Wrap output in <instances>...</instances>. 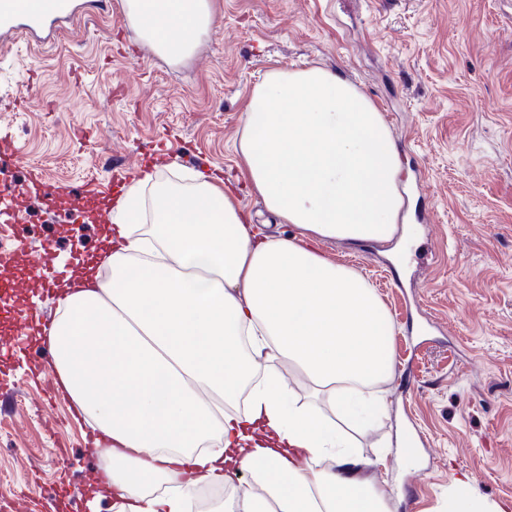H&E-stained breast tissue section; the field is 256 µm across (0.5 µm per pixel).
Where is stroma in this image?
Returning <instances> with one entry per match:
<instances>
[{
	"mask_svg": "<svg viewBox=\"0 0 512 512\" xmlns=\"http://www.w3.org/2000/svg\"><path fill=\"white\" fill-rule=\"evenodd\" d=\"M213 23L192 53L173 61L125 25L117 4L64 23L51 39L0 35V136L19 159L0 186L39 169L101 206L74 223L71 205L26 197L24 230L0 224V249L23 261L49 246L41 276L15 272V308L49 306L45 289L73 266V238L100 251L115 205L116 167L153 164L159 179L199 171L244 179L239 151L247 101L274 69L319 65L353 83L378 109L400 159L398 228L413 241L397 295L386 244L313 240L328 259L369 280L389 314L388 411L352 429L357 451L385 455L373 480L390 512H444L453 480L468 477L486 502L512 501V0H209ZM38 102L23 107L27 87ZM38 318L3 333L0 512H113L95 500L102 454L86 447L91 417L55 382ZM416 426L418 455L402 464L380 447Z\"/></svg>",
	"mask_w": 512,
	"mask_h": 512,
	"instance_id": "35a3bbf8",
	"label": "stroma"
}]
</instances>
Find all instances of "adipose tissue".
Returning <instances> with one entry per match:
<instances>
[{
	"mask_svg": "<svg viewBox=\"0 0 512 512\" xmlns=\"http://www.w3.org/2000/svg\"><path fill=\"white\" fill-rule=\"evenodd\" d=\"M149 30L212 23L208 0H164ZM239 150L244 179L293 237L252 224L221 176L125 188L108 282L84 274L49 331L57 383L112 453L115 512H184L198 485L242 473L225 512H390L336 420L301 404L285 363L359 426L385 407L388 316L372 284L311 245L389 235L402 206L399 156L375 105L320 67L271 71L252 93ZM249 409L216 415L213 398ZM163 478L175 494L153 497Z\"/></svg>",
	"mask_w": 512,
	"mask_h": 512,
	"instance_id": "obj_1",
	"label": "adipose tissue"
}]
</instances>
